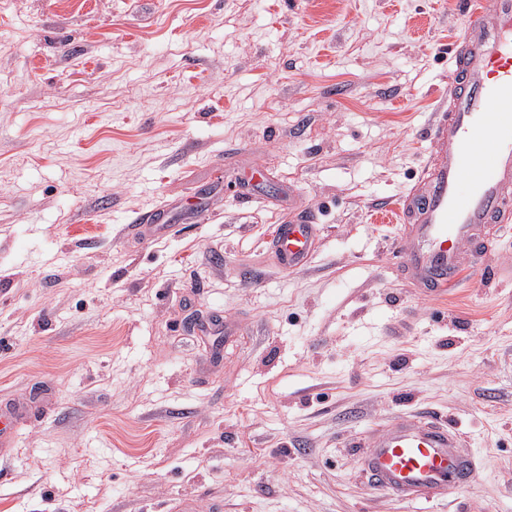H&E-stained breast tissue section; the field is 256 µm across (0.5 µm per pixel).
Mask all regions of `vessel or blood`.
Returning a JSON list of instances; mask_svg holds the SVG:
<instances>
[{"label":"vessel or blood","mask_w":512,"mask_h":512,"mask_svg":"<svg viewBox=\"0 0 512 512\" xmlns=\"http://www.w3.org/2000/svg\"><path fill=\"white\" fill-rule=\"evenodd\" d=\"M465 28L449 53L447 101L429 130V158L402 200L410 224L398 254L417 287L444 294L474 271L463 246L484 225L512 232V0H460ZM318 227L298 214L277 225L279 257L297 268L310 258ZM358 452L372 490L402 501L432 502L470 485L474 454L449 423L403 417Z\"/></svg>","instance_id":"vessel-or-blood-1"}]
</instances>
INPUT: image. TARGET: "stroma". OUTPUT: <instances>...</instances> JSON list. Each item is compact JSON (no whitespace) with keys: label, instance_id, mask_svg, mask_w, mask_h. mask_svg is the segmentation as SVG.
Masks as SVG:
<instances>
[{"label":"stroma","instance_id":"stroma-1","mask_svg":"<svg viewBox=\"0 0 512 512\" xmlns=\"http://www.w3.org/2000/svg\"><path fill=\"white\" fill-rule=\"evenodd\" d=\"M456 0H0V512H512V234L422 296L395 246ZM168 209L138 240L130 218ZM203 209L197 222L187 212ZM312 211L307 265L270 240ZM479 458L430 503L356 439ZM353 448H359L370 488L402 501L442 500L470 485L479 466L462 450L456 428L430 417L400 418Z\"/></svg>","mask_w":512,"mask_h":512}]
</instances>
